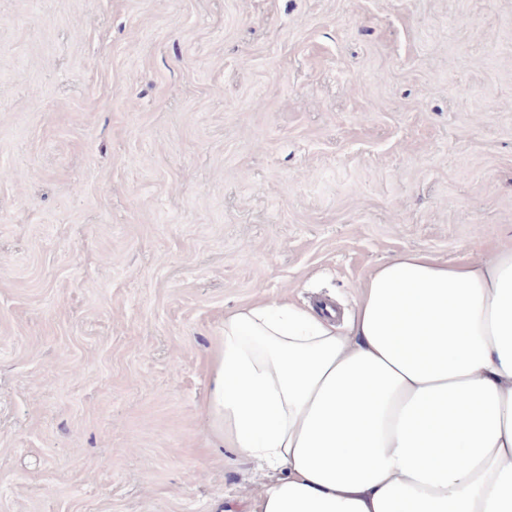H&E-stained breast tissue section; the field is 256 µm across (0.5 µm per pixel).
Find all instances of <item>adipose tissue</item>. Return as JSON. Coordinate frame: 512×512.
Returning a JSON list of instances; mask_svg holds the SVG:
<instances>
[{
  "instance_id": "adipose-tissue-1",
  "label": "adipose tissue",
  "mask_w": 512,
  "mask_h": 512,
  "mask_svg": "<svg viewBox=\"0 0 512 512\" xmlns=\"http://www.w3.org/2000/svg\"><path fill=\"white\" fill-rule=\"evenodd\" d=\"M212 432L275 471L248 512H512V245L399 252L353 308L224 316Z\"/></svg>"
}]
</instances>
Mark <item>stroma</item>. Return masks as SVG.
Wrapping results in <instances>:
<instances>
[{
    "label": "stroma",
    "mask_w": 512,
    "mask_h": 512,
    "mask_svg": "<svg viewBox=\"0 0 512 512\" xmlns=\"http://www.w3.org/2000/svg\"><path fill=\"white\" fill-rule=\"evenodd\" d=\"M0 512H246L224 314L512 236V0H0Z\"/></svg>",
    "instance_id": "35a3bbf8"
}]
</instances>
